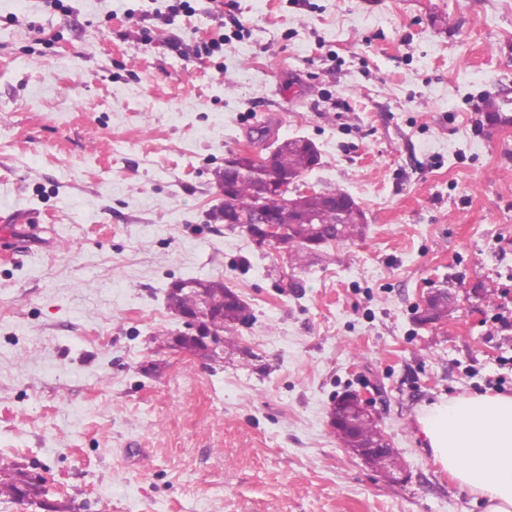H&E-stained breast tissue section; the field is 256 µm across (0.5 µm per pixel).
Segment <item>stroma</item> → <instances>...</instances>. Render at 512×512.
Returning <instances> with one entry per match:
<instances>
[{
  "label": "stroma",
  "mask_w": 512,
  "mask_h": 512,
  "mask_svg": "<svg viewBox=\"0 0 512 512\" xmlns=\"http://www.w3.org/2000/svg\"><path fill=\"white\" fill-rule=\"evenodd\" d=\"M173 2L0 0V460L68 512H483L414 416L512 395V0ZM263 127L368 220L294 288L211 218ZM217 278L254 322L163 345L171 285ZM348 391L397 479L329 429Z\"/></svg>",
  "instance_id": "35a3bbf8"
}]
</instances>
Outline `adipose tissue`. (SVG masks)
I'll use <instances>...</instances> for the list:
<instances>
[{
  "label": "adipose tissue",
  "mask_w": 512,
  "mask_h": 512,
  "mask_svg": "<svg viewBox=\"0 0 512 512\" xmlns=\"http://www.w3.org/2000/svg\"><path fill=\"white\" fill-rule=\"evenodd\" d=\"M416 423L434 461L485 512H512V395L442 397L421 406Z\"/></svg>",
  "instance_id": "adipose-tissue-1"
}]
</instances>
